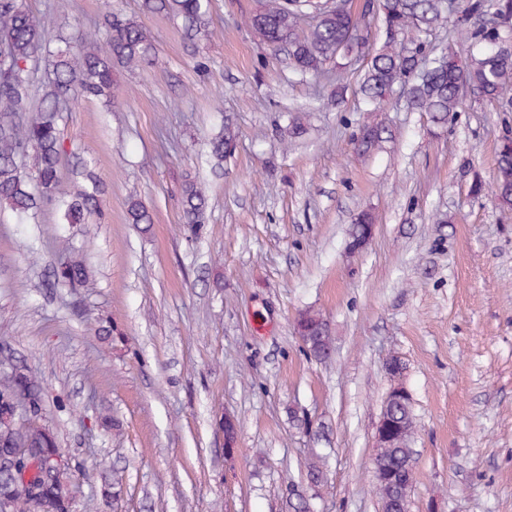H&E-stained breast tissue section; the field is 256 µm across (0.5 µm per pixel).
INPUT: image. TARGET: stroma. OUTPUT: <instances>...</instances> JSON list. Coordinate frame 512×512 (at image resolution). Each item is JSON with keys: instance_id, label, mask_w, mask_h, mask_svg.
I'll list each match as a JSON object with an SVG mask.
<instances>
[{"instance_id": "35a3bbf8", "label": "stroma", "mask_w": 512, "mask_h": 512, "mask_svg": "<svg viewBox=\"0 0 512 512\" xmlns=\"http://www.w3.org/2000/svg\"><path fill=\"white\" fill-rule=\"evenodd\" d=\"M73 5L86 29L109 6L138 16L159 58L120 75L112 111L87 101L64 115L62 185L82 189L71 169L87 163L103 219L67 224L50 207L19 224L0 211V349L41 381L80 498L118 481L123 512H287L286 487H306L318 456L327 479L313 512H380L373 436L397 354L415 425L410 512H512V210L490 193L512 98L467 97L439 129L392 97L396 138L360 157L353 142L372 118L360 64L343 68L340 103L316 96L247 26L256 0H210L197 49L139 0ZM300 107L307 130L292 140ZM228 120L240 136L215 173L207 142ZM188 176L210 202L193 242L179 221ZM133 199L148 228L129 223ZM364 210L374 234L353 253ZM63 239L93 271L75 292L48 284ZM304 309L329 321L331 362L295 336Z\"/></svg>"}]
</instances>
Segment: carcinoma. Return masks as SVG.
Listing matches in <instances>:
<instances>
[{
  "mask_svg": "<svg viewBox=\"0 0 512 512\" xmlns=\"http://www.w3.org/2000/svg\"><path fill=\"white\" fill-rule=\"evenodd\" d=\"M147 14H161L180 24L184 38L200 43L210 34L209 0H141ZM496 14L483 29L468 26L471 18ZM376 14L385 30L380 46L371 45L365 61L360 92L369 112L384 110L392 96L403 90L408 109L425 112L436 127L448 125L463 105L464 92L478 91L482 99L500 101L512 92V52H497L500 28L512 19V0H457L454 25L466 42L463 51L429 47L424 35L449 19L444 0H377ZM249 27L268 46L284 48L294 69L314 76L340 68L343 59L362 50L364 36L356 29V16L346 4L332 6L328 0H259L248 18ZM91 33L76 26L65 37L43 16L34 14L27 0H0V45L8 64H0V206L9 209L17 223L27 224L49 204L63 209L68 224H86L101 213L103 189L90 169L81 176L92 190L69 194L62 188L61 166L67 155L63 114L85 100H95L112 109L118 100L116 72L151 65L156 60L150 33L137 21L107 8ZM394 131L382 121L365 122L359 128L354 149L369 156L393 138ZM239 136L237 127L224 124V131L208 143V156L220 165ZM34 154L33 170L27 158ZM497 176L493 194L503 209H512V145L501 140L496 157ZM209 203L205 190L188 179L181 187L180 209L184 229L193 236L206 223ZM129 222L150 224L148 209L138 200L128 206ZM374 216L363 212L349 233L356 243L366 234ZM91 268L74 255L53 271V287L81 288L90 280ZM306 351L320 362L335 354L327 318L306 309L294 326ZM26 393L38 416L20 422L13 416L14 401ZM394 437L378 448L374 463L390 472L394 481L378 490L381 512H391L395 500L411 484L408 461L414 422L411 408L386 411ZM0 449L48 459L58 452L54 430L48 424L43 388L35 375L0 366ZM69 467L44 470L42 478L25 491L0 474V512H72L78 489Z\"/></svg>",
  "mask_w": 512,
  "mask_h": 512,
  "instance_id": "carcinoma-1",
  "label": "carcinoma"
}]
</instances>
